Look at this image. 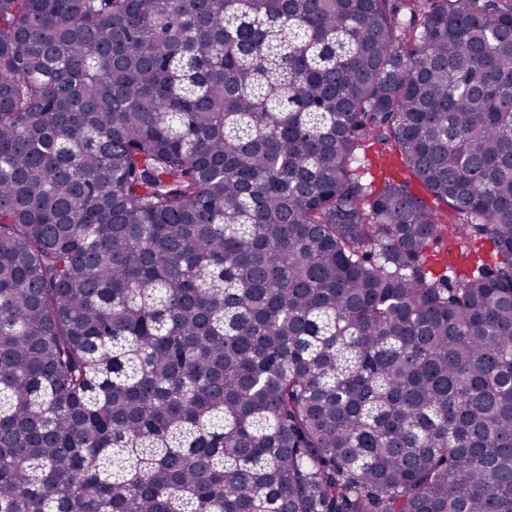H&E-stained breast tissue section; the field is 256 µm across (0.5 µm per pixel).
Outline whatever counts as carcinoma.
I'll return each mask as SVG.
<instances>
[{"label":"carcinoma","instance_id":"1","mask_svg":"<svg viewBox=\"0 0 512 512\" xmlns=\"http://www.w3.org/2000/svg\"><path fill=\"white\" fill-rule=\"evenodd\" d=\"M0 512H512V0H0ZM362 163V166L365 167L363 181L365 183L372 182L373 189L380 188L385 178H408V174L404 173L403 167L396 158L389 157L387 153L382 157H378L377 148L369 149ZM459 248L453 237L443 234V238L432 244L429 250V254L431 257L428 261V266L434 274L438 275L446 271L445 264L448 262V253H458ZM473 269L471 264L463 267V268H448V271L445 274H448V278L451 281H454L456 277L459 275L463 276L464 274H468Z\"/></svg>","mask_w":512,"mask_h":512}]
</instances>
